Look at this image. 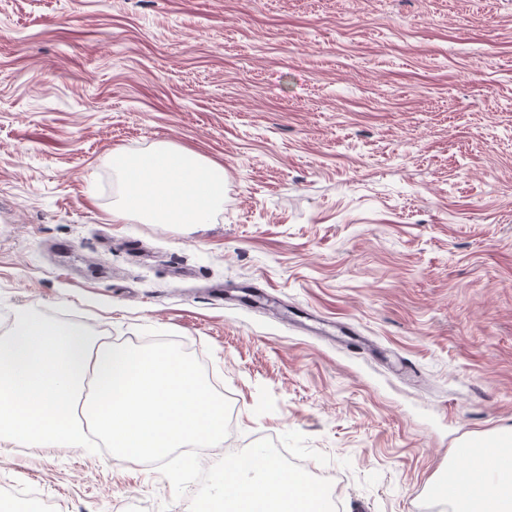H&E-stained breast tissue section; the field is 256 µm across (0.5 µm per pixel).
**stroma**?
<instances>
[{
    "label": "stroma",
    "instance_id": "35a3bbf8",
    "mask_svg": "<svg viewBox=\"0 0 512 512\" xmlns=\"http://www.w3.org/2000/svg\"><path fill=\"white\" fill-rule=\"evenodd\" d=\"M224 167L206 224L113 221L116 153ZM177 340L339 512L512 432V0H0V336ZM58 512H189L152 466L0 443Z\"/></svg>",
    "mask_w": 512,
    "mask_h": 512
}]
</instances>
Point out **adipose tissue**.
Instances as JSON below:
<instances>
[{"label": "adipose tissue", "mask_w": 512, "mask_h": 512, "mask_svg": "<svg viewBox=\"0 0 512 512\" xmlns=\"http://www.w3.org/2000/svg\"><path fill=\"white\" fill-rule=\"evenodd\" d=\"M126 184V205L113 219L139 214L150 224H204L224 201V168L185 150L112 156ZM486 458L464 466L451 512H512V435L494 438Z\"/></svg>", "instance_id": "1"}]
</instances>
